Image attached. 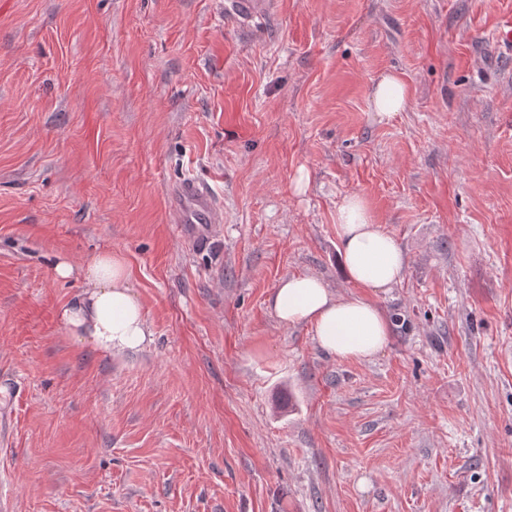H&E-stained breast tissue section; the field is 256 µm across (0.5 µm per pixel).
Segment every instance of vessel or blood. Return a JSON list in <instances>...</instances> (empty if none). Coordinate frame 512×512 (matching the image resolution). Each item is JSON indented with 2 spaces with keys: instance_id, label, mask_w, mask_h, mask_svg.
I'll list each match as a JSON object with an SVG mask.
<instances>
[{
  "instance_id": "vessel-or-blood-1",
  "label": "vessel or blood",
  "mask_w": 512,
  "mask_h": 512,
  "mask_svg": "<svg viewBox=\"0 0 512 512\" xmlns=\"http://www.w3.org/2000/svg\"><path fill=\"white\" fill-rule=\"evenodd\" d=\"M270 7V0H226L224 4L225 11L240 20L264 15ZM169 221L178 225L181 235H194L199 227L223 223L224 213L208 184L188 178L170 193Z\"/></svg>"
}]
</instances>
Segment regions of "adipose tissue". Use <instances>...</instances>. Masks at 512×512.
Segmentation results:
<instances>
[{"mask_svg":"<svg viewBox=\"0 0 512 512\" xmlns=\"http://www.w3.org/2000/svg\"><path fill=\"white\" fill-rule=\"evenodd\" d=\"M408 101L407 85L391 73L382 75L370 93L372 109L382 117L405 111ZM336 236L342 274L361 287V294L342 296L320 277L294 274L279 282L268 304L280 324L308 326L326 354L368 360L386 347L391 334L387 318L368 293L396 286L407 258L356 194L336 205ZM54 273L83 283L81 292L57 313L68 335L108 355L136 351L150 342L151 330L130 286V270L111 249L98 250L80 266L57 258Z\"/></svg>","mask_w":512,"mask_h":512,"instance_id":"ef3b65f1","label":"adipose tissue"}]
</instances>
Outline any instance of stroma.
I'll return each mask as SVG.
<instances>
[{"mask_svg": "<svg viewBox=\"0 0 512 512\" xmlns=\"http://www.w3.org/2000/svg\"><path fill=\"white\" fill-rule=\"evenodd\" d=\"M0 0V498L11 512H512V0ZM394 73L406 111L379 119ZM306 171L305 193L294 180ZM224 210L200 244L171 184ZM408 256L337 359L267 306L358 289L335 211ZM108 247L153 332L106 356L55 314ZM271 3L270 0H227L224 3V11L245 21L268 13ZM409 92L407 85L391 73L382 75L374 84L370 93L373 112L383 118L392 117L396 112H403L408 106ZM169 221L181 235L197 236L199 227L223 223L224 213L208 184L188 178L171 190Z\"/></svg>", "mask_w": 512, "mask_h": 512, "instance_id": "1", "label": "stroma"}]
</instances>
